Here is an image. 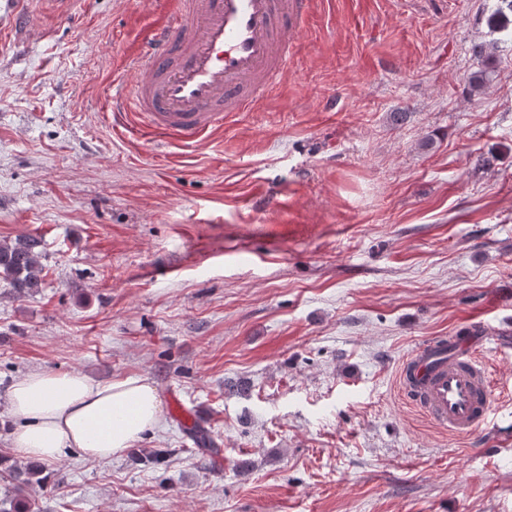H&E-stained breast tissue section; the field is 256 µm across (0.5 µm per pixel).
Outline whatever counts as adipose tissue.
<instances>
[{"label": "adipose tissue", "mask_w": 512, "mask_h": 512, "mask_svg": "<svg viewBox=\"0 0 512 512\" xmlns=\"http://www.w3.org/2000/svg\"><path fill=\"white\" fill-rule=\"evenodd\" d=\"M8 403L17 420L13 450L47 463L69 452L121 456L163 420L156 389L138 377L95 384L79 372L32 370L10 386Z\"/></svg>", "instance_id": "adipose-tissue-1"}]
</instances>
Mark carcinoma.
<instances>
[{
    "label": "carcinoma",
    "instance_id": "obj_1",
    "mask_svg": "<svg viewBox=\"0 0 512 512\" xmlns=\"http://www.w3.org/2000/svg\"><path fill=\"white\" fill-rule=\"evenodd\" d=\"M42 241L36 236H20L14 240L0 242V278L5 280L19 295L34 293L42 287L43 271ZM40 466L12 465L7 475H0L5 482L0 492V512H35L36 501L28 496L33 485L44 487L39 478Z\"/></svg>",
    "mask_w": 512,
    "mask_h": 512
}]
</instances>
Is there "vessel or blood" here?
<instances>
[{
	"label": "vessel or blood",
	"instance_id": "1",
	"mask_svg": "<svg viewBox=\"0 0 512 512\" xmlns=\"http://www.w3.org/2000/svg\"><path fill=\"white\" fill-rule=\"evenodd\" d=\"M315 0H172L129 61L138 79L109 95L113 128L191 146L252 111L288 71L291 49ZM410 405L455 435L486 423L492 390L478 351L435 336L403 361Z\"/></svg>",
	"mask_w": 512,
	"mask_h": 512
}]
</instances>
